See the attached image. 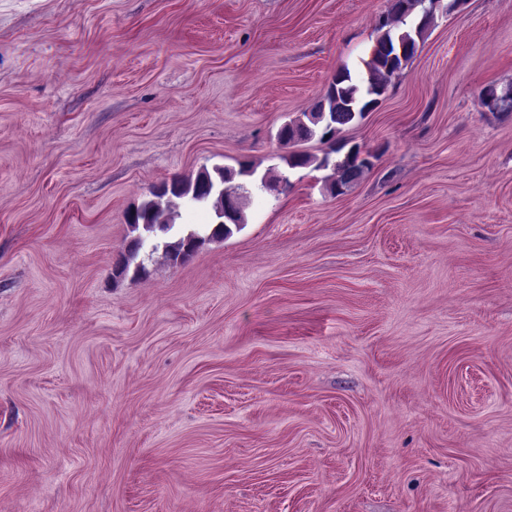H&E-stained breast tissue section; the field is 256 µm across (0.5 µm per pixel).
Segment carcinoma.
<instances>
[{
	"instance_id": "carcinoma-1",
	"label": "carcinoma",
	"mask_w": 512,
	"mask_h": 512,
	"mask_svg": "<svg viewBox=\"0 0 512 512\" xmlns=\"http://www.w3.org/2000/svg\"><path fill=\"white\" fill-rule=\"evenodd\" d=\"M439 0H390L387 14L376 25L377 37L364 61L367 76L361 77L348 67L336 71L325 93L307 112L283 124L277 138L284 145H295L315 137L329 144V151L322 158L303 152H292L283 157L289 168H328L336 162L340 177L329 184L335 196L345 194L371 169L372 163L356 161L360 153L357 145H348L338 135L353 122L372 110L389 86L392 77L400 74L414 57L418 41L424 39L435 25ZM403 52H398V49ZM257 167L249 162L239 163V169L217 167L214 171L201 170L195 179H174L171 183L150 192L127 215L126 224L135 233L126 252L116 262L113 278H125L145 271L139 256H152L158 251L174 263H184L191 258L206 240L219 239L232 234V228L245 223L243 215L242 184L232 186L233 198H226L225 190L238 176H253ZM186 202L212 204L216 222L208 224L202 236L196 229L175 228L174 216Z\"/></svg>"
}]
</instances>
